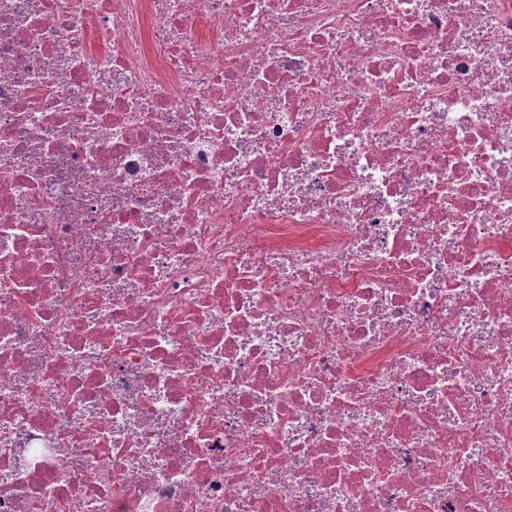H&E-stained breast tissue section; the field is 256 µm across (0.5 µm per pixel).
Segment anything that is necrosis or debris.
I'll list each match as a JSON object with an SVG mask.
<instances>
[{"instance_id":"obj_1","label":"necrosis or debris","mask_w":512,"mask_h":512,"mask_svg":"<svg viewBox=\"0 0 512 512\" xmlns=\"http://www.w3.org/2000/svg\"><path fill=\"white\" fill-rule=\"evenodd\" d=\"M0 512H512V0H0Z\"/></svg>"}]
</instances>
